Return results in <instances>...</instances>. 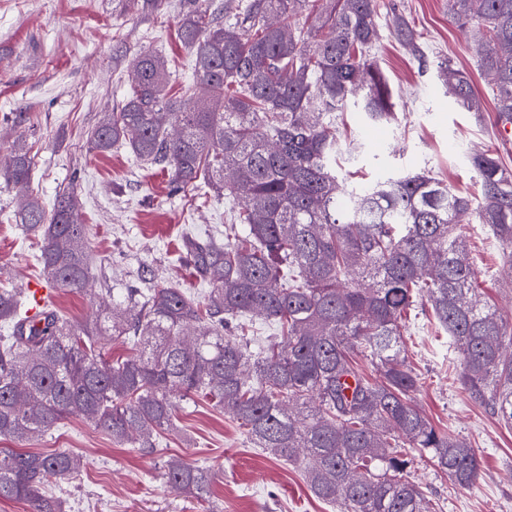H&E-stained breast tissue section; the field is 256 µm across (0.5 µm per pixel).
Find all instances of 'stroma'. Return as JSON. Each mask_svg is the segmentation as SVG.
Returning <instances> with one entry per match:
<instances>
[{
  "mask_svg": "<svg viewBox=\"0 0 512 512\" xmlns=\"http://www.w3.org/2000/svg\"><path fill=\"white\" fill-rule=\"evenodd\" d=\"M189 0H0V162L15 143L34 158L26 192L0 179V286L25 289L44 283L37 261V231L15 220L25 198L52 209L56 194L74 188L80 219L88 228L93 273L85 291L51 289L60 315L72 322L89 318L103 287L137 288L140 270L172 278L192 293L204 284L183 260L186 227L199 233L223 231L240 200L233 195L192 202L171 194L161 168H143L129 151L115 146L96 154L87 138L104 113L117 110L131 83V62L155 51L175 61L173 91L194 80V63L177 33ZM403 11L417 31L428 59L420 61L396 40L393 9ZM376 58L395 93V118L369 121L351 97L339 128L342 155L337 172L359 190L428 169L454 189L477 197L473 153L487 151L512 167V146L495 124L489 80L476 68L470 31L457 26L448 0H377ZM450 58L467 71L478 111L459 108L438 77L437 63ZM27 120L15 125V113ZM467 245L479 271L485 298L512 321V261L472 216H464ZM403 340L408 359L422 375L415 403L435 426L449 429L481 456L483 473L473 486L454 485L423 461L411 469L427 483L443 512H512V429L475 405L448 376L458 359L438 341L423 315L409 316ZM177 431L164 433L160 451L144 456L120 445L82 416H71L27 450L60 449L82 456L84 466L64 481L67 512H337L316 498L301 464L276 460L256 448L231 414L203 401H176ZM210 467L217 479L208 499L170 487L167 460Z\"/></svg>",
  "mask_w": 512,
  "mask_h": 512,
  "instance_id": "35a3bbf8",
  "label": "stroma"
}]
</instances>
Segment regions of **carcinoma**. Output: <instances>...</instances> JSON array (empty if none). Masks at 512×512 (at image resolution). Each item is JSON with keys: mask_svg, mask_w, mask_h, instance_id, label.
<instances>
[{"mask_svg": "<svg viewBox=\"0 0 512 512\" xmlns=\"http://www.w3.org/2000/svg\"><path fill=\"white\" fill-rule=\"evenodd\" d=\"M312 0H251L224 21L188 11L180 43L202 94L170 92V60L135 57L120 110L88 137L104 154L125 145L146 167L168 172L173 194L207 187L243 197L225 238L187 233L183 246L210 288L191 295L172 281L112 294L86 324L52 305L25 315L22 295L0 289V440L29 443L82 415L113 442L151 455L171 431L173 399L196 396L231 412L254 445L276 460H305L303 476L339 512H441L416 459L453 484L475 485V449L415 407L420 374L403 342L405 315L427 305V322L458 354L456 380L469 398L512 428V321L478 292L459 217L471 211L512 259V168L493 154L472 165L479 201L423 170L356 192L339 180L336 113L364 89L373 122L394 118L392 90L370 53L377 0H323L318 38L291 20ZM452 18L478 42L497 119L512 120V0H448ZM395 37L425 51L402 12ZM456 103L474 107L470 76L444 61ZM33 160L12 152L0 177L19 188ZM74 190L51 213L32 198L20 222L41 236L39 261L55 288L82 290L91 274L87 225ZM277 335L252 344L245 322ZM110 336L136 354L107 360ZM365 357L382 379L358 365ZM70 451L42 455L0 448V500L31 512H65L51 492L76 473ZM167 482L200 499L215 479L204 465L169 461Z\"/></svg>", "mask_w": 512, "mask_h": 512, "instance_id": "obj_1", "label": "carcinoma"}]
</instances>
